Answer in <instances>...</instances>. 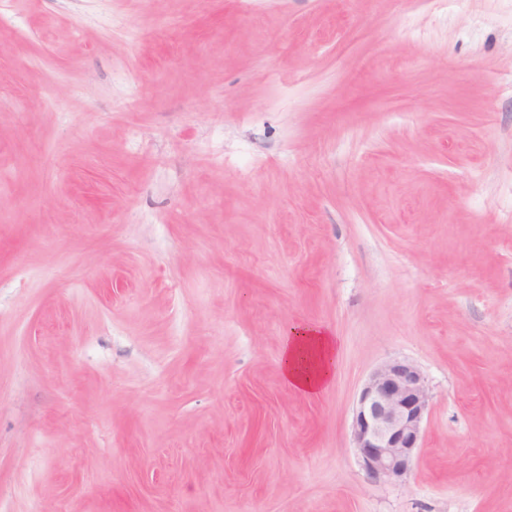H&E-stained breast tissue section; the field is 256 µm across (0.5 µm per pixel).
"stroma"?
Wrapping results in <instances>:
<instances>
[{
	"mask_svg": "<svg viewBox=\"0 0 512 512\" xmlns=\"http://www.w3.org/2000/svg\"><path fill=\"white\" fill-rule=\"evenodd\" d=\"M393 357L401 484L351 433ZM0 512H512V0H11ZM338 348L337 336L327 329L311 326L291 328L282 349L283 376L303 393H321L332 381ZM429 405L425 376L414 362L390 358L369 375L358 395L352 437L370 478L390 483L407 478Z\"/></svg>",
	"mask_w": 512,
	"mask_h": 512,
	"instance_id": "obj_1",
	"label": "stroma"
}]
</instances>
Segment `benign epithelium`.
<instances>
[{"mask_svg":"<svg viewBox=\"0 0 512 512\" xmlns=\"http://www.w3.org/2000/svg\"><path fill=\"white\" fill-rule=\"evenodd\" d=\"M429 405L425 376L414 362L390 358L369 375L358 395L352 437L370 478L390 483L407 478Z\"/></svg>","mask_w":512,"mask_h":512,"instance_id":"7a95c632","label":"benign epithelium"}]
</instances>
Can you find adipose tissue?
Wrapping results in <instances>:
<instances>
[{"mask_svg": "<svg viewBox=\"0 0 512 512\" xmlns=\"http://www.w3.org/2000/svg\"><path fill=\"white\" fill-rule=\"evenodd\" d=\"M338 348V338L329 330L293 327L282 349L281 370L285 379L303 393H321L332 381Z\"/></svg>", "mask_w": 512, "mask_h": 512, "instance_id": "obj_1", "label": "adipose tissue"}]
</instances>
